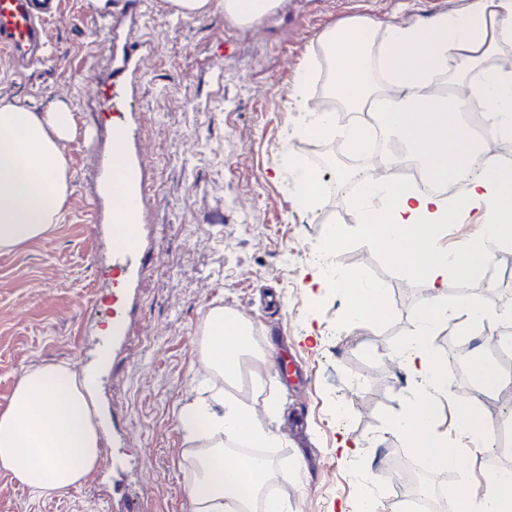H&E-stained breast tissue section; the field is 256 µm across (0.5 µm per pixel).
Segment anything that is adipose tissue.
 Masks as SVG:
<instances>
[{
  "label": "adipose tissue",
  "instance_id": "adipose-tissue-1",
  "mask_svg": "<svg viewBox=\"0 0 512 512\" xmlns=\"http://www.w3.org/2000/svg\"><path fill=\"white\" fill-rule=\"evenodd\" d=\"M181 16L221 12L247 23L277 7L279 0H168ZM329 51V92L337 104L356 113L346 133L360 148L367 105L389 97L383 120L405 147L387 154L383 165L415 159L421 169L445 181L466 174L483 157L466 196L448 207L442 198L394 185L382 178L369 184L361 206L363 233L369 243L396 258L431 296L414 309L412 340L396 355L419 390L393 432L413 448L428 469L447 473L467 449L486 445L489 425L477 403L449 395L448 366L436 357L430 338L448 324L452 312L442 299L449 273L469 281L487 260L486 243H512V162L485 153L467 134L459 116L470 71H480L495 138L512 142V70L492 66L512 44V0H468L457 15L445 13L424 24L351 23L325 31ZM459 60L449 69V57ZM74 130L68 107L31 110L18 99L0 98V252L47 239L61 221L69 193L63 144ZM483 210L480 245H466L452 257L439 246L455 209ZM334 288L352 297L353 315L381 319L389 312L382 286L367 288L338 279ZM203 361L208 378L179 407L177 425L188 446L191 512H251L261 499L262 512H288L280 499L264 495L273 478L268 464L232 453L225 440L265 448L275 433L244 401L225 398L220 379L237 378L249 352V325L239 315L214 308L204 319ZM454 408L459 436L437 430L444 405ZM102 458V429L95 405L93 378L59 364L40 363L19 376L11 400L0 411V469L37 495L61 493L80 485ZM455 512H512V470L496 471L482 496L469 489L455 497Z\"/></svg>",
  "mask_w": 512,
  "mask_h": 512
}]
</instances>
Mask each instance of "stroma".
<instances>
[{
    "label": "stroma",
    "instance_id": "stroma-1",
    "mask_svg": "<svg viewBox=\"0 0 512 512\" xmlns=\"http://www.w3.org/2000/svg\"><path fill=\"white\" fill-rule=\"evenodd\" d=\"M142 2L141 33L155 51L133 106L147 177L159 187L146 237L155 260L135 291L134 334L99 381L106 417L131 430L123 454L139 467L145 512H191L175 413L204 370L203 320L214 307L245 319L266 360L261 391L252 392L246 375L238 387L257 411H273L266 420L277 434L270 462L289 512L339 505L355 512L368 490L385 500V451L405 446L392 423L414 392L391 350L410 342L411 311L428 291L366 242L358 198L298 208L290 155L306 142L302 131L314 115L295 93L331 27L424 22L464 0H283L247 26L221 14L182 17L166 0ZM89 3L65 0L50 26L49 64L18 76L0 61V97L35 110L64 102L75 121L65 148L69 196L56 231L0 252V411L31 365H97L95 340L112 318V197L96 178L97 157L110 150V117L100 111L95 84L110 46ZM219 64L218 89L212 72ZM351 122L338 111L337 134L311 142L317 177L346 164L340 131ZM336 224L348 236L326 267L313 255ZM341 275L382 285L389 314L378 321L348 315L347 297L331 287ZM315 276L325 289L310 287ZM289 357L305 384L280 373ZM345 433L359 440L358 452L337 451ZM509 466L512 454L482 448L454 468V483L484 484ZM0 512H112V464L67 492L40 497L0 470Z\"/></svg>",
    "mask_w": 512,
    "mask_h": 512
}]
</instances>
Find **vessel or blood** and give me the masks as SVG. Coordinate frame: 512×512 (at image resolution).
Segmentation results:
<instances>
[{"instance_id":"obj_1","label":"vessel or blood","mask_w":512,"mask_h":512,"mask_svg":"<svg viewBox=\"0 0 512 512\" xmlns=\"http://www.w3.org/2000/svg\"><path fill=\"white\" fill-rule=\"evenodd\" d=\"M63 0H0V60L20 74L46 65L52 56L48 25L60 16ZM95 19L127 22L116 30L121 40L120 58L100 86V98L112 114V152L100 157L98 172L102 182L119 183L125 205L113 206L114 229L123 231L125 241L112 247V345L120 347L130 333L128 308L132 290L151 264L152 256L143 245L144 223L152 207L145 180L144 157L135 137L132 83L152 45L137 37L132 28L141 19L138 0H109L100 6L92 0Z\"/></svg>"}]
</instances>
